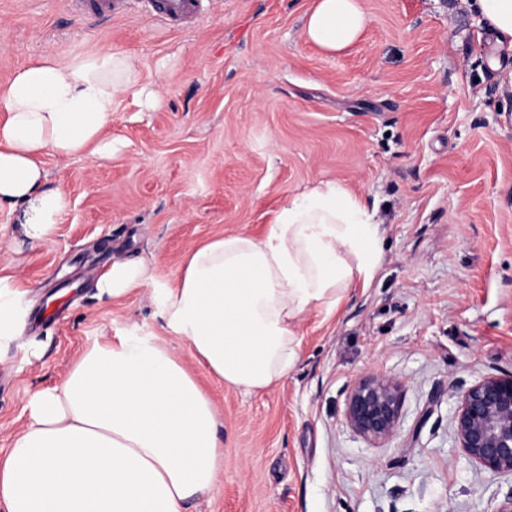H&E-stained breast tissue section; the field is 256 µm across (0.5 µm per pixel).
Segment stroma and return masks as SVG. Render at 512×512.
<instances>
[{
  "label": "stroma",
  "instance_id": "obj_1",
  "mask_svg": "<svg viewBox=\"0 0 512 512\" xmlns=\"http://www.w3.org/2000/svg\"><path fill=\"white\" fill-rule=\"evenodd\" d=\"M101 20L66 0H0V86L28 62L102 48L129 56L138 89L119 94L112 154L43 158L69 199L55 234L24 243L0 208V272L26 326L0 353V448L96 341L166 342L223 425L218 491L184 512H499L512 476L460 452L461 392L512 376V69L463 0H360L359 39L334 54L305 36L314 0H207L169 25L146 0ZM323 180L377 202L378 275L330 317L299 327L287 377L252 395L200 365L169 334L154 288L175 283L200 243L260 236L288 198ZM145 262L153 287L113 300V261ZM403 385L395 437L373 444L345 422L360 379Z\"/></svg>",
  "mask_w": 512,
  "mask_h": 512
}]
</instances>
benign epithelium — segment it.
Here are the masks:
<instances>
[{"instance_id":"1","label":"benign epithelium","mask_w":512,"mask_h":512,"mask_svg":"<svg viewBox=\"0 0 512 512\" xmlns=\"http://www.w3.org/2000/svg\"><path fill=\"white\" fill-rule=\"evenodd\" d=\"M401 384L386 376L359 380L351 389L346 423L372 442L397 431ZM455 434L466 458L492 474L512 475V376L486 377L464 390L455 415Z\"/></svg>"}]
</instances>
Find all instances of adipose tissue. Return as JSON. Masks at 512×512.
I'll use <instances>...</instances> for the list:
<instances>
[{"instance_id":"adipose-tissue-1","label":"adipose tissue","mask_w":512,"mask_h":512,"mask_svg":"<svg viewBox=\"0 0 512 512\" xmlns=\"http://www.w3.org/2000/svg\"><path fill=\"white\" fill-rule=\"evenodd\" d=\"M466 2L497 55L512 56V0ZM364 25L359 0H315L306 36L336 52ZM138 82L131 58L98 50L28 64L0 89V206L21 208L31 245L52 236L69 206L64 193L44 189L42 156L110 155L112 103ZM383 234L375 207L339 182H319L290 198L261 237L227 235L193 249L176 283L157 289L159 315L218 379L248 394L266 390L293 369L303 316L331 315L352 284L374 281ZM150 283L143 263L117 262L98 288L120 298ZM20 309L19 290L0 277V350L22 333ZM29 409L0 453L5 512H183L219 483L217 414L157 338L94 343Z\"/></svg>"}]
</instances>
